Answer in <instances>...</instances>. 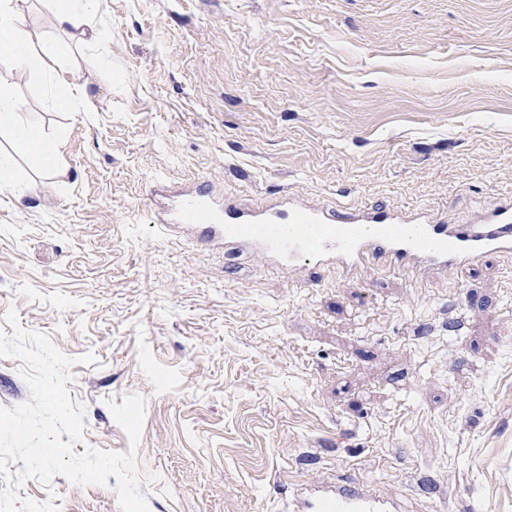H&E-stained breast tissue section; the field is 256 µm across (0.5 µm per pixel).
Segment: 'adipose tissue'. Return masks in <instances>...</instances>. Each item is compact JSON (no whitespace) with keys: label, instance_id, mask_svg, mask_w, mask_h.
<instances>
[{"label":"adipose tissue","instance_id":"adipose-tissue-1","mask_svg":"<svg viewBox=\"0 0 512 512\" xmlns=\"http://www.w3.org/2000/svg\"><path fill=\"white\" fill-rule=\"evenodd\" d=\"M54 22L63 31L75 30L80 36L97 30V0H46ZM0 134L10 147L0 151V191L18 194L15 163L25 156L39 168L51 172L62 161L64 139L51 137L23 117L24 107L17 97L12 77L25 72L38 78H51L47 102L51 108L75 110L83 87L61 80L65 53L53 39L45 37L20 9L18 0H0Z\"/></svg>","mask_w":512,"mask_h":512}]
</instances>
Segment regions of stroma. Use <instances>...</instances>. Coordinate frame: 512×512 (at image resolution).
Listing matches in <instances>:
<instances>
[{
  "mask_svg": "<svg viewBox=\"0 0 512 512\" xmlns=\"http://www.w3.org/2000/svg\"><path fill=\"white\" fill-rule=\"evenodd\" d=\"M22 8L88 98L56 111L13 77L66 152L50 178L18 158L26 191L0 194V318L96 356L70 369L75 453L135 449L150 512H286L347 476L406 512H512V257L423 288L299 280L151 223L149 198L205 179L463 221L512 196V0H99L89 46ZM128 394L135 446L108 406ZM51 490L58 512H120L111 483L19 495Z\"/></svg>",
  "mask_w": 512,
  "mask_h": 512,
  "instance_id": "obj_1",
  "label": "stroma"
}]
</instances>
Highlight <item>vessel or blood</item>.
<instances>
[{
	"mask_svg": "<svg viewBox=\"0 0 512 512\" xmlns=\"http://www.w3.org/2000/svg\"><path fill=\"white\" fill-rule=\"evenodd\" d=\"M152 220L166 229L219 237L228 252L245 251L295 275L333 267L357 280L389 269L419 283L458 274L484 258L512 256V198L497 199L462 223L427 208H330L287 192L263 206L243 198L217 202L208 183L165 193L155 184ZM289 512H391L382 495L351 477L298 495Z\"/></svg>",
	"mask_w": 512,
	"mask_h": 512,
	"instance_id": "b4317fda",
	"label": "vessel or blood"
}]
</instances>
